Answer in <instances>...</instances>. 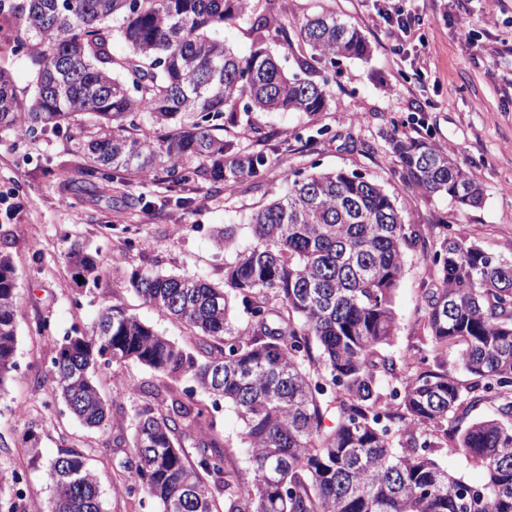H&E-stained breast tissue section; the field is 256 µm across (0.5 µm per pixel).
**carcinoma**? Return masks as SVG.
I'll return each instance as SVG.
<instances>
[{
    "label": "carcinoma",
    "instance_id": "carcinoma-1",
    "mask_svg": "<svg viewBox=\"0 0 512 512\" xmlns=\"http://www.w3.org/2000/svg\"><path fill=\"white\" fill-rule=\"evenodd\" d=\"M284 12L283 0H14L7 20L26 35L18 50L35 94L22 106L0 70V134L74 129L83 180H63L66 191L134 175L231 192L271 159L241 152L225 126L253 112L316 116L331 97L327 65L370 57L358 28L333 13L304 19L306 51L293 50ZM237 26L252 42L245 56L219 36ZM116 37L126 53L112 52ZM85 114L91 123H73ZM143 115L158 130H145ZM390 145L412 186L461 209L482 204L481 185L447 153L396 134ZM283 181L285 194L248 218L253 243L224 263V288L131 272L127 287L187 326L197 350L114 304L92 333L56 341L52 397L82 425L103 428L98 368L135 360L159 376L131 387L147 403L130 436L116 438L136 458L126 494L158 512H512V258L457 234L428 242L359 172L287 170ZM407 246L421 249L430 272L417 341L394 356L385 347L398 328ZM68 262L84 285L104 272L79 248ZM16 289L15 267L0 253V385L17 367ZM233 296L248 310L241 325L231 319ZM450 352L468 381L448 365ZM222 401L241 424L233 437L215 428ZM486 401L494 415L470 418ZM233 446L248 456L246 479L224 468ZM450 448L481 481L448 473L437 456ZM46 475L48 512H104L79 449H62Z\"/></svg>",
    "mask_w": 512,
    "mask_h": 512
}]
</instances>
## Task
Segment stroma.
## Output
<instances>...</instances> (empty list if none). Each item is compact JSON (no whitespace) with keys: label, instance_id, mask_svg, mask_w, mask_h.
I'll list each match as a JSON object with an SVG mask.
<instances>
[{"label":"stroma","instance_id":"obj_1","mask_svg":"<svg viewBox=\"0 0 512 512\" xmlns=\"http://www.w3.org/2000/svg\"><path fill=\"white\" fill-rule=\"evenodd\" d=\"M385 7L384 0H286L289 35L304 18L331 11L358 27L372 56L337 60L326 112H255L249 123L226 128L225 137L241 151L259 149L274 161L230 194L200 185L186 190L190 202L179 207L163 184L139 178L113 182L108 198L71 194L56 180L60 173L78 176L81 165L66 132L25 141L0 134V252L13 260L18 293V369L0 385V436L8 442L0 447V473L24 477L21 487H1L0 499L19 493L25 512H45L50 489L43 463L69 439L100 479L105 512H154L126 495L121 478L133 451L115 445L116 437L129 435L130 417L143 402L130 385L154 380L153 371L135 361L103 368L99 381L111 422L106 430L89 431L49 403L54 342L75 328L91 331L99 311L118 304L178 345L194 347L183 324L127 288L129 274L140 268L222 284L228 255L216 248L214 229L237 225L239 247L250 245L243 218L282 194L284 171L360 172L382 185L429 238L456 232L491 253L512 256V0H407L415 22L405 41L393 35ZM21 37L16 28L0 27V68L27 105L32 70L12 51ZM394 133L448 152L482 185V206L461 209L409 187L390 152ZM356 141L365 150L353 149ZM76 245L98 253L105 272L97 285L73 282L67 254ZM428 275L419 249L406 250L398 331L387 348L392 355L415 342L416 303ZM42 322L49 326L44 336L36 329ZM33 423L40 428L36 464L23 441Z\"/></svg>","mask_w":512,"mask_h":512}]
</instances>
